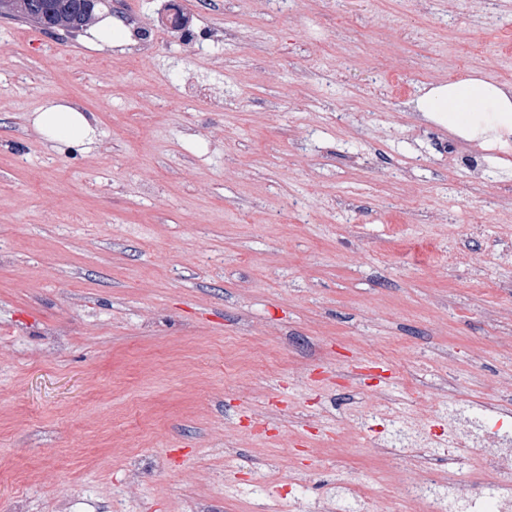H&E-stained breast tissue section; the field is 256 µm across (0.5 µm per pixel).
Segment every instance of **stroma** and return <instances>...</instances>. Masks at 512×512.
Segmentation results:
<instances>
[{
  "label": "stroma",
  "instance_id": "35a3bbf8",
  "mask_svg": "<svg viewBox=\"0 0 512 512\" xmlns=\"http://www.w3.org/2000/svg\"><path fill=\"white\" fill-rule=\"evenodd\" d=\"M110 0L146 43L0 17V512H249L375 479L337 427L512 373V171L413 102L512 86V0ZM66 98L91 148L31 122ZM235 441L246 464L224 460ZM115 24L112 17L104 19L95 24L89 31L86 45L94 50H101L105 47L112 48V40L116 39L117 32L113 31Z\"/></svg>",
  "mask_w": 512,
  "mask_h": 512
}]
</instances>
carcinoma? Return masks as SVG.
Returning a JSON list of instances; mask_svg holds the SVG:
<instances>
[{
  "instance_id": "cac0c4a2",
  "label": "carcinoma",
  "mask_w": 512,
  "mask_h": 512,
  "mask_svg": "<svg viewBox=\"0 0 512 512\" xmlns=\"http://www.w3.org/2000/svg\"><path fill=\"white\" fill-rule=\"evenodd\" d=\"M101 0H0V15L32 20L47 31L79 30Z\"/></svg>"
}]
</instances>
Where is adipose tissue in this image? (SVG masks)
Here are the masks:
<instances>
[{"instance_id": "ef3b65f1", "label": "adipose tissue", "mask_w": 512, "mask_h": 512, "mask_svg": "<svg viewBox=\"0 0 512 512\" xmlns=\"http://www.w3.org/2000/svg\"><path fill=\"white\" fill-rule=\"evenodd\" d=\"M417 111L439 122L453 121L459 136L493 150L494 164L512 168V87L480 72L431 87L414 102ZM32 123L52 146L91 145L95 127L90 113L65 99L46 101Z\"/></svg>"}]
</instances>
